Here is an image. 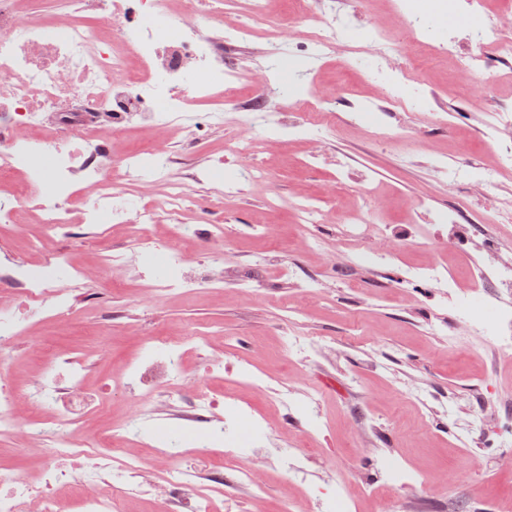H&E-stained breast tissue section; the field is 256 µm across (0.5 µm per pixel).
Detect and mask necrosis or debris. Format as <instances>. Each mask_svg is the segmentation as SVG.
Instances as JSON below:
<instances>
[{
	"label": "necrosis or debris",
	"instance_id": "necrosis-or-debris-1",
	"mask_svg": "<svg viewBox=\"0 0 512 512\" xmlns=\"http://www.w3.org/2000/svg\"><path fill=\"white\" fill-rule=\"evenodd\" d=\"M325 2L295 0L294 33L303 42L289 47V55H322L335 46L339 32ZM455 6L478 19L465 37L471 51L458 63L465 70L464 96L482 98L488 90L480 72L512 68V9L490 12L488 0H455ZM228 13L238 14L237 24L225 26ZM394 13L405 22L409 39L395 41L384 26L374 27L378 79L407 121H415V107L393 89L412 84L422 89L417 107L431 109L435 124H447L449 109L438 108L432 93L422 88L412 62L413 54L433 47L429 27L409 0H394ZM274 26L269 0H67L46 18L27 15L24 0H0V187L11 188L0 198V224L19 223L32 207L40 214L46 238L55 243L69 237L73 223L79 222L96 238L111 225H127L149 246L155 225L164 218L171 237L163 245L165 270L156 285L164 291L196 287L197 277L182 249L195 229L182 216L200 209V199L173 177L175 159L165 148L131 154L119 151L117 144L133 119L184 133L231 119L239 139L230 150L242 180L212 187L211 204L223 206L243 185L268 182V170L252 162L246 147L252 131L261 129L285 141L322 131L316 119V106L323 100L318 92L306 100L283 97L274 108L256 97L235 114L224 110L234 77L225 63L228 52ZM50 113L56 123L48 128L44 118ZM476 134L491 145L494 164H453L447 171L449 179L485 192L512 171V113L498 112L494 120L480 123ZM139 165L145 166V174L127 183V172ZM158 184L164 193L151 198ZM111 274V258L78 268L55 246L36 265L0 256V282L14 285L22 304L18 313L0 310V357L8 358L25 321L71 314L83 301L77 281ZM405 277L442 289L456 316L467 319L475 334L498 337L501 349H512V305L497 296L512 289V263L471 260L464 290L444 263L408 267ZM189 353L204 360L202 378L187 375L183 361ZM223 378L224 358L210 350L205 337H154L124 381L139 393L124 426L92 434L82 433L77 424L89 412L104 411L105 405L86 389L81 361L55 356L22 391L1 380L0 438L49 436L53 446L40 487L19 472L0 470V512H125L127 502L137 498L150 499L159 512H245L225 486L224 475L232 473L235 485H250L255 498L264 497L255 463L263 439L244 448L234 432H225L223 455L201 449L209 461L203 473L179 465L172 449H159L148 464L133 448L147 420L150 395L188 401L183 428L211 433L214 412L224 404L223 393L212 384Z\"/></svg>",
	"mask_w": 512,
	"mask_h": 512
}]
</instances>
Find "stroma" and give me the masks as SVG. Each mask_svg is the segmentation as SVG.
Instances as JSON below:
<instances>
[{
  "instance_id": "obj_1",
  "label": "stroma",
  "mask_w": 512,
  "mask_h": 512,
  "mask_svg": "<svg viewBox=\"0 0 512 512\" xmlns=\"http://www.w3.org/2000/svg\"><path fill=\"white\" fill-rule=\"evenodd\" d=\"M334 10L354 35L315 66L290 59L284 37L259 38L236 54L234 86L241 100L260 92L276 101L289 86L298 97L315 84L329 96L343 89V99L327 107L330 121L318 164L304 162L310 141L281 144L253 132L249 151L271 172L270 183L225 200L223 243L210 240V226L199 213L189 214L197 234L186 241L187 261L199 284L184 293L159 292L146 306L138 302L149 285L139 266L145 254L138 238L117 228L105 239L63 243L77 266L111 256L112 276L82 281L79 288L89 300L69 319L27 326L9 360L10 381L23 385L38 377L44 360L29 347L48 341L52 353L85 357L87 385L105 397L106 413L117 426L134 398L116 381L124 364L138 360L151 337L202 333L227 366H245L236 379L235 404L262 418L271 441L257 461L267 493L257 503L250 488L237 486L242 503L278 512L280 502L302 504L315 488L333 485L350 496L351 512H385L390 504L404 512H450L458 503L468 512H488L492 502L512 499V447L500 443L501 432L512 429V354L480 336L449 346L439 332L453 323L442 293L425 281L402 283L401 277L410 264L446 260L463 269L466 258L492 242L497 258L512 262V222L486 225L484 236L475 237L462 225L449 232L410 221L412 209L430 215L465 201L479 219L491 211L494 197L512 199V172L501 176L492 197L448 180L436 166L442 157L469 165L491 162L489 145L474 139L473 127L489 112L512 108V75L488 72L489 95L467 99L458 67L443 53L427 55L422 66L437 103L454 104L455 112L451 126L426 128L428 149L410 151L401 116L389 112L383 92L366 78L374 61L366 31L380 21L400 41L404 26L387 0H337ZM256 70L271 74L260 91L249 80ZM357 104L365 107L358 127L345 118ZM236 138L230 124L207 126L190 137L137 126L125 145L132 151L162 146L181 157L176 176L202 197L207 186L201 174L214 182L235 175L233 164H217L213 154ZM200 139L208 141L210 153L198 152ZM342 163L358 179L332 196L326 223L313 228L336 249L329 262L304 250L295 205L304 194L334 184ZM366 186L371 195L363 194ZM272 193L280 200L274 209L267 204ZM357 205L367 207L372 223L386 227V238L369 243L382 255L379 264H359L355 251L337 244L338 216ZM259 225L264 234L256 233ZM280 267L291 269L292 277L278 276ZM312 281L318 285L314 296L307 288ZM291 304L298 315L289 314ZM287 328L318 341L319 349H287ZM283 386L298 402L316 396L319 428H307L296 409L278 401ZM48 451L44 441L0 439V467L33 474ZM286 453L306 456L303 473L284 469ZM389 461L413 485L388 490L383 465Z\"/></svg>"
}]
</instances>
